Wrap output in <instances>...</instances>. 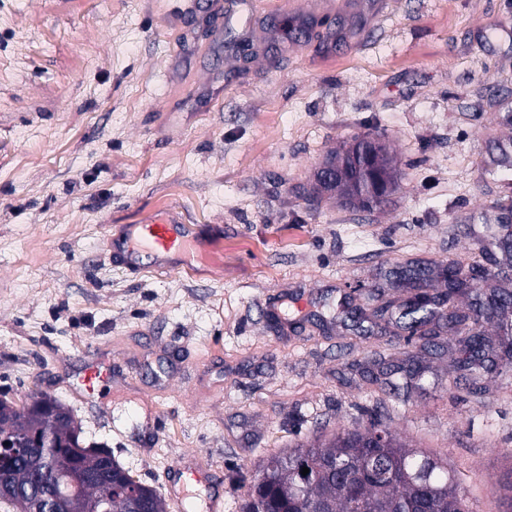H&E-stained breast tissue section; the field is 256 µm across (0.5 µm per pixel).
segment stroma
Listing matches in <instances>:
<instances>
[{"instance_id":"1","label":"stroma","mask_w":512,"mask_h":512,"mask_svg":"<svg viewBox=\"0 0 512 512\" xmlns=\"http://www.w3.org/2000/svg\"><path fill=\"white\" fill-rule=\"evenodd\" d=\"M226 3L0 0V397L58 400L168 512H239L260 458L376 418L502 512L512 370L472 382L459 336L347 310L406 300L416 265L512 266V0ZM367 134L387 202L314 194ZM174 209L209 242L193 269L105 249ZM92 351L112 379L88 394Z\"/></svg>"}]
</instances>
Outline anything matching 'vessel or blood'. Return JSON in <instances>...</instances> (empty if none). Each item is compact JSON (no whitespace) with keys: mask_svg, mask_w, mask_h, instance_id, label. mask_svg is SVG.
I'll list each match as a JSON object with an SVG mask.
<instances>
[{"mask_svg":"<svg viewBox=\"0 0 512 512\" xmlns=\"http://www.w3.org/2000/svg\"><path fill=\"white\" fill-rule=\"evenodd\" d=\"M109 246L118 254L121 264L134 273L140 271L144 264L161 269L174 259L181 267L189 269L206 251L205 243L195 230L180 223L173 213L147 224L130 226L124 238L110 240ZM110 371L109 363L92 358L80 384L86 391H93L97 383L109 378Z\"/></svg>","mask_w":512,"mask_h":512,"instance_id":"1","label":"vessel or blood"}]
</instances>
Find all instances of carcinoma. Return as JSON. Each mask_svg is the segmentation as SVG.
Wrapping results in <instances>:
<instances>
[{
  "mask_svg": "<svg viewBox=\"0 0 512 512\" xmlns=\"http://www.w3.org/2000/svg\"><path fill=\"white\" fill-rule=\"evenodd\" d=\"M377 166L387 178V188L378 195L358 199L352 185V174L341 170L332 191L345 203L370 210L381 205L398 186V173L385 147L376 155ZM465 279L461 267L449 263L439 282L443 283L446 300L454 299L463 287L471 286L473 315L456 310L443 311L438 301L436 281L401 310L396 318L399 328L413 333L417 326L435 319L446 322L448 329L458 330L472 319L476 334L464 337V367L475 374L483 368L484 341L482 328L497 324L500 331L512 330V291L496 288L487 293ZM9 416L14 426L28 430L41 440L49 441L42 457L17 463L10 474L14 488L31 496H41L30 483L32 472L45 467L56 474L58 482L70 457L80 456L82 465L91 470L98 460L83 444L81 431L74 420L59 421L40 411L26 408L11 410L8 401L0 400V416ZM309 473L302 475V468ZM145 494L151 512H165L156 490L122 470L121 482L113 486L89 485L82 496L112 498V512H133L135 495ZM468 498L448 462L409 447L381 423L363 429L344 430L333 438L310 444H298L285 453L261 458L255 466L243 497L241 512H469Z\"/></svg>",
  "mask_w": 512,
  "mask_h": 512,
  "instance_id": "1",
  "label": "carcinoma"
}]
</instances>
